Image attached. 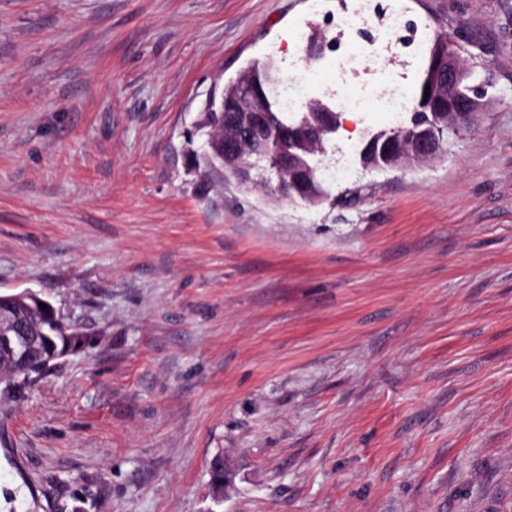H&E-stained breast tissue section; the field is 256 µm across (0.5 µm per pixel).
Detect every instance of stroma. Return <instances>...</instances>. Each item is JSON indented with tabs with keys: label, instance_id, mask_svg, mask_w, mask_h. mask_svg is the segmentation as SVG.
<instances>
[{
	"label": "stroma",
	"instance_id": "stroma-1",
	"mask_svg": "<svg viewBox=\"0 0 512 512\" xmlns=\"http://www.w3.org/2000/svg\"><path fill=\"white\" fill-rule=\"evenodd\" d=\"M398 5L485 109L387 170L354 113L311 205L209 166L206 114L268 60L307 102L415 85L307 58L359 0H0V292L72 334L0 385V512H512V0Z\"/></svg>",
	"mask_w": 512,
	"mask_h": 512
}]
</instances>
